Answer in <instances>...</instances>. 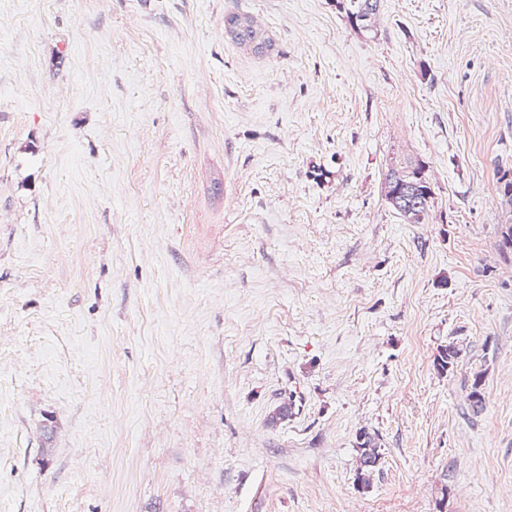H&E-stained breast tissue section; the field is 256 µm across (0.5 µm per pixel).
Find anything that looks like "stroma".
I'll return each mask as SVG.
<instances>
[{
  "label": "stroma",
  "mask_w": 512,
  "mask_h": 512,
  "mask_svg": "<svg viewBox=\"0 0 512 512\" xmlns=\"http://www.w3.org/2000/svg\"><path fill=\"white\" fill-rule=\"evenodd\" d=\"M506 170L512 0H0V512H512ZM346 12L352 21L370 27L379 12V0H346ZM224 33L239 43H254L257 38L255 27L247 17L231 14L224 18ZM402 190L396 196V187ZM385 198L407 224L425 223L430 210L432 190L415 170H392L385 181ZM360 456L357 467V479L364 486L369 487L376 472L379 473L381 457L380 444L375 435L369 432H361L357 437Z\"/></svg>",
  "instance_id": "stroma-1"
}]
</instances>
